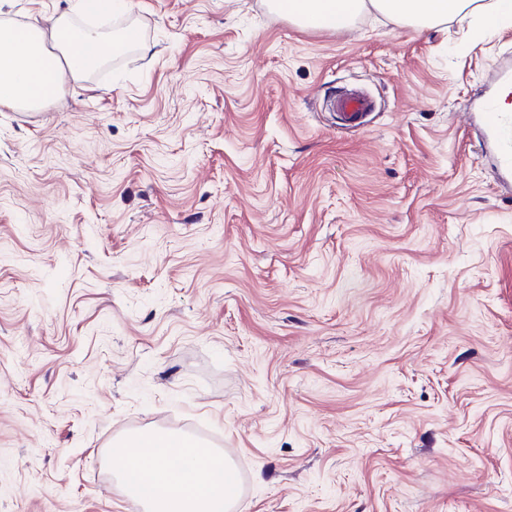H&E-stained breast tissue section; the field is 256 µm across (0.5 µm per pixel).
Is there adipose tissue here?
I'll use <instances>...</instances> for the list:
<instances>
[{"instance_id":"adipose-tissue-1","label":"adipose tissue","mask_w":512,"mask_h":512,"mask_svg":"<svg viewBox=\"0 0 512 512\" xmlns=\"http://www.w3.org/2000/svg\"><path fill=\"white\" fill-rule=\"evenodd\" d=\"M125 0H72L51 24L39 18L21 26L0 24V105L37 109L64 97L69 80H81L119 49L140 45L136 28L112 40L93 28H75L73 17L109 13ZM300 26L331 32L350 28L364 14H378L414 30L455 21L497 27L512 22V0H273ZM112 465L126 494L145 501L147 512H224L232 462L178 433L151 431L118 443Z\"/></svg>"}]
</instances>
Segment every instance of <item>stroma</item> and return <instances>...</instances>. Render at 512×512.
<instances>
[{
  "mask_svg": "<svg viewBox=\"0 0 512 512\" xmlns=\"http://www.w3.org/2000/svg\"><path fill=\"white\" fill-rule=\"evenodd\" d=\"M129 26L145 49L0 106V512H139L111 453L144 430L224 450L235 512H512V191L467 121L512 26L95 24ZM339 119L344 125L356 126L362 117L370 110L372 101L360 93H348L333 100Z\"/></svg>",
  "mask_w": 512,
  "mask_h": 512,
  "instance_id": "1",
  "label": "stroma"
}]
</instances>
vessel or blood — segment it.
Instances as JSON below:
<instances>
[{"instance_id": "obj_1", "label": "vessel or blood", "mask_w": 512, "mask_h": 512, "mask_svg": "<svg viewBox=\"0 0 512 512\" xmlns=\"http://www.w3.org/2000/svg\"><path fill=\"white\" fill-rule=\"evenodd\" d=\"M488 81L491 90L480 101L478 111L498 174L506 181L512 179V113L499 111L496 97L512 86V62H500L489 72ZM333 106L343 124L355 126L370 110L372 101L363 94L348 93L335 98Z\"/></svg>"}]
</instances>
